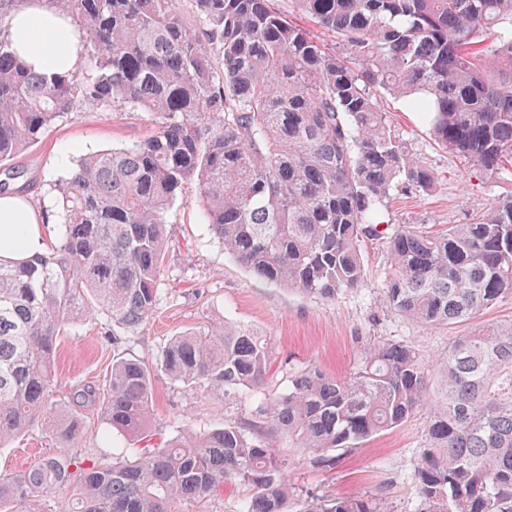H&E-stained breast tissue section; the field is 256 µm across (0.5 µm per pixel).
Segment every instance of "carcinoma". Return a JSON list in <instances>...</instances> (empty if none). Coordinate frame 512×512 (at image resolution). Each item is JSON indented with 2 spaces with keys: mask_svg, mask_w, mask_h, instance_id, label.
Listing matches in <instances>:
<instances>
[{
  "mask_svg": "<svg viewBox=\"0 0 512 512\" xmlns=\"http://www.w3.org/2000/svg\"><path fill=\"white\" fill-rule=\"evenodd\" d=\"M85 35L91 66L45 78L0 30V165L38 143L83 101L133 109L151 133L81 158L56 184L60 240L23 261L0 259V446L34 430L62 448L82 440L75 408L102 402L107 431L143 438L159 372L204 383L229 407L259 387L267 344L225 321L176 336L152 367L117 357L105 389L54 397L58 336L104 319L118 347L152 318L164 274L167 213L198 181L211 234L258 279L333 300L365 275L359 248L394 192H427L435 173L391 126L376 93L418 113L436 143L487 179L512 168V0H291L342 42L339 54L272 0H47ZM224 70L217 73L212 57ZM0 194L24 192L3 168ZM385 301L425 327L472 319L512 299V197L470 224L407 226L389 241ZM430 409L417 462L420 512H512V323L456 336L431 364L383 342L349 378L299 371L259 420L187 431L132 461L85 465L50 455L0 478V512H46L59 485L74 512H183L233 484L237 512H294L265 428L321 467L330 452ZM300 512H386L372 496L307 497Z\"/></svg>",
  "mask_w": 512,
  "mask_h": 512,
  "instance_id": "cac0c4a2",
  "label": "carcinoma"
}]
</instances>
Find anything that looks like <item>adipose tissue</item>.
<instances>
[{"instance_id":"ef3b65f1","label":"adipose tissue","mask_w":512,"mask_h":512,"mask_svg":"<svg viewBox=\"0 0 512 512\" xmlns=\"http://www.w3.org/2000/svg\"><path fill=\"white\" fill-rule=\"evenodd\" d=\"M5 34L35 72L71 71L84 48V36L72 19L47 0H24L8 19ZM44 217L14 194L0 196V258L21 260L47 246Z\"/></svg>"}]
</instances>
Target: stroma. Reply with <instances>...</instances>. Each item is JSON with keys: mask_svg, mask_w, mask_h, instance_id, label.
<instances>
[{"mask_svg": "<svg viewBox=\"0 0 512 512\" xmlns=\"http://www.w3.org/2000/svg\"><path fill=\"white\" fill-rule=\"evenodd\" d=\"M379 101L411 153L438 180L429 192L390 197L382 208L379 235L364 238L360 246L365 267L362 284L335 300L260 283L225 259L223 245L205 223L196 182L183 185L168 210L165 277L159 285L156 312L128 336L124 351L151 363L172 337L226 320L262 336L271 367L262 388L241 392L230 409L214 402L202 387L155 376L151 435L137 442L138 451L156 447L186 427L203 432L227 420L257 419L262 395L286 393L291 374L315 368L337 378L350 376L378 343L413 344L429 361L445 352L453 337L479 330L488 322H512V300L497 303L478 318L439 328L412 323L387 307L383 284L392 231L403 225L442 231L451 224L471 223L485 215L492 200L512 196V176L479 181L464 160L433 140L427 125L406 111L401 100L384 92ZM149 131L144 113L81 102L16 158L14 166L23 173L31 204L51 210L54 183L67 177L80 158L134 144ZM101 327V321H86L68 327L60 337L54 364L59 395L78 385H104L113 351ZM428 424V409H420L399 426L338 451L328 468L313 466L306 455L293 449H280L282 473L301 496L370 495L381 499L388 512H419L415 469ZM55 449V442L42 431L15 439L0 448V477L27 468Z\"/></svg>", "mask_w": 512, "mask_h": 512, "instance_id": "1", "label": "stroma"}]
</instances>
